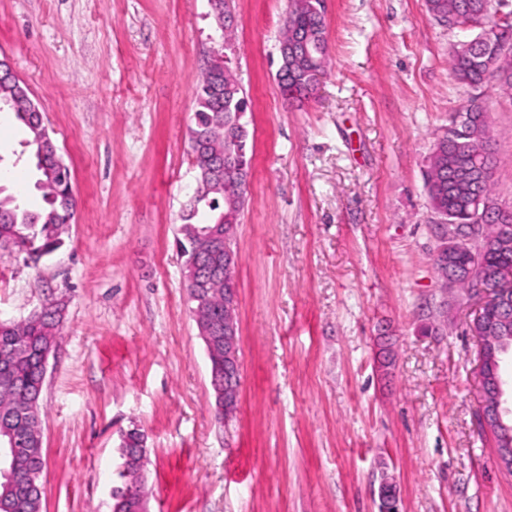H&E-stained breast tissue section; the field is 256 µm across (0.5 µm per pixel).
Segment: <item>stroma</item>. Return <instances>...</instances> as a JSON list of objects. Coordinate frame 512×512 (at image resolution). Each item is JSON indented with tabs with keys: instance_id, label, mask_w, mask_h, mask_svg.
<instances>
[{
	"instance_id": "obj_1",
	"label": "stroma",
	"mask_w": 512,
	"mask_h": 512,
	"mask_svg": "<svg viewBox=\"0 0 512 512\" xmlns=\"http://www.w3.org/2000/svg\"><path fill=\"white\" fill-rule=\"evenodd\" d=\"M325 74L279 90L289 0H0L8 57L68 165L76 221L33 263L0 247V319L66 298L41 394L43 512H112L124 432L146 436L149 512H512V475L477 426L466 292L432 264L423 179L469 97L448 65L465 32L425 0H325ZM224 52L253 142L236 247L239 409L214 417L205 343L176 250L196 186L195 82ZM494 191L512 210V95L488 92ZM26 134L0 111V183L44 202ZM447 325H440V311Z\"/></svg>"
}]
</instances>
